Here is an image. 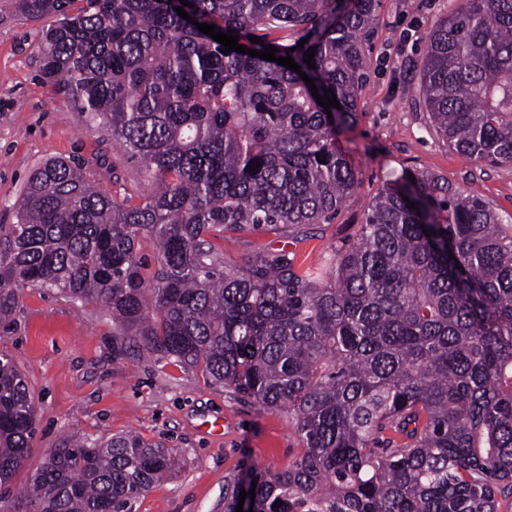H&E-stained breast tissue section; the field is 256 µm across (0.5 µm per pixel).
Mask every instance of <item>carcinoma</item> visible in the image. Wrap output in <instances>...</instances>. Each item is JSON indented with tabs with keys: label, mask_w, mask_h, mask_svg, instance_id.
<instances>
[{
	"label": "carcinoma",
	"mask_w": 512,
	"mask_h": 512,
	"mask_svg": "<svg viewBox=\"0 0 512 512\" xmlns=\"http://www.w3.org/2000/svg\"><path fill=\"white\" fill-rule=\"evenodd\" d=\"M81 2L21 0L28 16L55 17L42 79L142 163L149 190L119 201L79 163L40 166L16 223L0 225V324L21 284L95 301L112 317L113 358L147 351L199 366L263 410H288L301 451L280 471L249 468L253 512L307 500L334 512H499L512 496V225L475 190L405 172L379 189L356 239L306 269L285 250L230 266L212 243L328 224L352 197L359 171L338 138L357 120L378 0L184 7L240 45L291 56L319 95L336 94L330 116L300 74L220 52L178 15L180 0ZM418 88L450 149L511 164L512 0H458L428 34ZM33 434L27 383L3 355L7 512H124L181 462L133 433L68 438L15 494ZM241 487L224 483V512Z\"/></svg>",
	"instance_id": "obj_1"
}]
</instances>
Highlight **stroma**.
Returning a JSON list of instances; mask_svg holds the SVG:
<instances>
[{
	"label": "stroma",
	"instance_id": "stroma-1",
	"mask_svg": "<svg viewBox=\"0 0 512 512\" xmlns=\"http://www.w3.org/2000/svg\"><path fill=\"white\" fill-rule=\"evenodd\" d=\"M454 3L381 0L358 119L339 137L359 168L357 191L330 224L225 233L214 244L227 264L281 250L293 252L300 266L319 263L326 246L356 237L378 189L405 168L477 189L512 224V165H479L449 149L414 105L427 34ZM50 23L28 17L19 0H0V225L14 223L30 175L52 158L84 164L117 199L139 195L144 184L141 163L43 81L42 32ZM0 353L23 373L37 407L18 487L69 435L134 432L178 449L184 465L137 498L132 512H224V483L239 476L244 461L281 470L298 450L286 412L261 410L210 385L201 369L147 353L113 359L112 320L95 302L20 287L13 321L0 326ZM217 418L224 422L220 438L201 427Z\"/></svg>",
	"mask_w": 512,
	"mask_h": 512
}]
</instances>
